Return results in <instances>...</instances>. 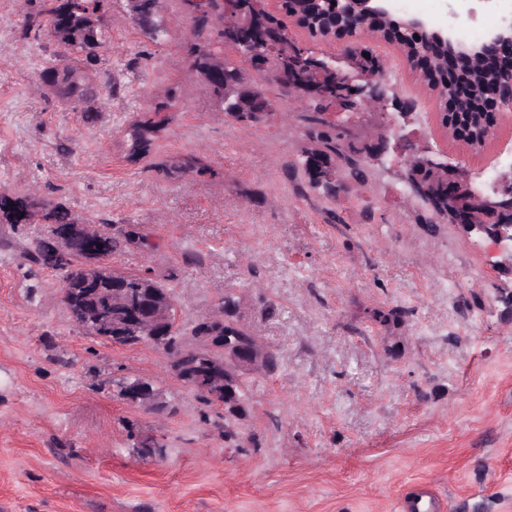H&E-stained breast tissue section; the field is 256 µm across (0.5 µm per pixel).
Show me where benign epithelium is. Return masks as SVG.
<instances>
[{
	"instance_id": "7a95c632",
	"label": "benign epithelium",
	"mask_w": 512,
	"mask_h": 512,
	"mask_svg": "<svg viewBox=\"0 0 512 512\" xmlns=\"http://www.w3.org/2000/svg\"><path fill=\"white\" fill-rule=\"evenodd\" d=\"M208 0H180L179 15L186 21L207 10ZM254 0H226L224 17L216 27L224 32V46L237 60L248 64L246 70L217 66L204 79L212 92L224 90L225 116L247 128L285 119L283 112H270L264 95L254 87V75L270 73L287 87L294 102L302 106L316 102L327 108L323 113L329 129L344 143L358 145L368 168L395 172L408 199L418 198L433 211L435 220L458 227L476 241L489 239L498 246L497 265L512 274V164L493 173L486 185L482 174L459 163L453 164L405 132L410 109L394 94L384 73L387 62L374 55H364L355 37L366 32L375 20H393L391 0H336L327 32L322 41H342L341 53L331 56L307 49L301 53L281 55L276 68L268 59L252 50V45L265 41L278 49L281 40L290 38L283 29L270 25L258 32L249 23ZM406 37L431 35L437 43L447 46V55L434 58L430 53L406 59L418 76L447 68L456 80V95L469 93L464 80L471 73L493 71L497 75L493 96L499 108L495 120L486 125L478 137L465 139L472 152H480L494 135L503 112L512 110V20L487 32L478 43L461 40L457 32L440 19L410 15L400 20ZM373 60L370 69L356 66L355 60ZM309 169L321 172L331 181L333 192L341 186L338 176L316 149L305 152ZM64 242L60 251L73 260V269L80 281L91 286V294L100 311L89 314L70 291L61 289V298L68 313L81 318L97 339L118 346L151 344L167 347L173 335L175 302L164 288L147 275L142 286L129 288L120 275L102 258L108 247L102 229L95 224L76 223L59 230ZM207 324L206 334L194 336L192 351H201L199 366L182 363L170 356L169 373L184 387L203 393L224 405L227 420H239L246 407L236 388L243 381L244 371L259 364L269 367V352L252 339L245 344L225 342L224 311L212 310L201 317ZM117 396L129 405L158 408L162 390L141 377H126L117 384Z\"/></svg>"
}]
</instances>
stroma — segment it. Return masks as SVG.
<instances>
[{
	"mask_svg": "<svg viewBox=\"0 0 512 512\" xmlns=\"http://www.w3.org/2000/svg\"><path fill=\"white\" fill-rule=\"evenodd\" d=\"M50 5L0 0V193L137 231L142 245L113 254L114 269L171 281L181 324L235 292L280 367L249 377L247 415L225 428L221 405L170 377L166 349L113 346L71 322L59 275L27 258L46 225L0 224V512H399L421 483L446 512H512V276L488 241L426 231V206L376 171L318 194L288 169L302 123L225 119L196 89L188 27L153 42L124 0H109L111 40L85 67L117 95L65 101L44 81L55 44L25 32ZM369 45L416 103L411 131L449 161L497 166L512 115L470 152L444 136L398 46ZM172 87L166 137L129 158L127 127ZM191 156L207 171L157 166ZM379 309L396 322L377 324ZM127 375L156 381L162 408L121 401L112 383ZM141 434L164 458L134 453Z\"/></svg>",
	"mask_w": 512,
	"mask_h": 512,
	"instance_id": "stroma-1",
	"label": "stroma"
}]
</instances>
